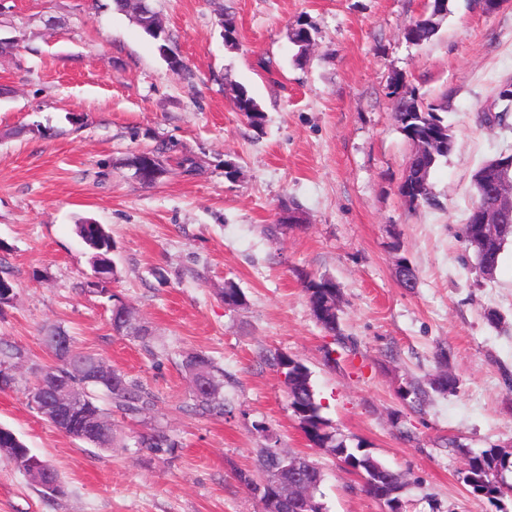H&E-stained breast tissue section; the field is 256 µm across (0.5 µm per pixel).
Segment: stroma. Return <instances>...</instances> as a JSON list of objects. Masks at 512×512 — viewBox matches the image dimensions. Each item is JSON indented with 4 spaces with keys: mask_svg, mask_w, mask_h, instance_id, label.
Returning <instances> with one entry per match:
<instances>
[{
    "mask_svg": "<svg viewBox=\"0 0 512 512\" xmlns=\"http://www.w3.org/2000/svg\"><path fill=\"white\" fill-rule=\"evenodd\" d=\"M151 6L186 71H171L158 40L113 0H0V37L18 41L0 58L9 90L0 98V262L16 284L0 310V342L27 353L16 389L0 392V425L68 487L48 498L0 459V512H263L238 478L263 447L318 463L326 512H385L336 457L309 445L268 362L277 352L310 369L332 430L405 475L406 512H512V496L477 497L463 481L469 454L493 445L512 454V245L487 280L461 237L477 168L512 146V117L482 121L512 80V0L490 15L448 0L421 45L405 32L427 0ZM223 16L236 27L232 49ZM300 18L316 28L301 60L288 38ZM399 78L423 102L446 104L455 134L430 176L432 208H411L397 192L412 153L393 114ZM239 86L260 104L263 130L236 112ZM163 141L199 157L202 174L134 181L126 157ZM228 160L236 178L224 173ZM292 201L305 224L274 229ZM82 218L114 242V275L100 292L87 288ZM402 258L416 288L400 281ZM305 274L336 280L341 338L313 317ZM228 280L246 298L235 309L219 297ZM117 300L150 345L113 331ZM491 308L502 316L496 329L484 319ZM53 327L155 395L140 421L110 419L131 437L164 427L181 443L173 458L101 449L42 417L26 390L32 367L53 361L42 343ZM441 347L457 390L410 407L400 389L438 373ZM190 352L223 368L229 414L192 411Z\"/></svg>",
    "mask_w": 512,
    "mask_h": 512,
    "instance_id": "stroma-1",
    "label": "stroma"
}]
</instances>
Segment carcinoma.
I'll return each mask as SVG.
<instances>
[{"label":"carcinoma","mask_w":512,"mask_h":512,"mask_svg":"<svg viewBox=\"0 0 512 512\" xmlns=\"http://www.w3.org/2000/svg\"><path fill=\"white\" fill-rule=\"evenodd\" d=\"M139 8L140 16L136 24L149 34L153 27L161 25V21L147 0H141ZM446 11L447 6L443 4L439 8H433L431 14L415 20L406 30V40L415 45L430 41L438 31V18ZM233 103L236 110L246 116L252 127L262 129L265 113L245 89L239 87L235 90ZM442 110L443 107L438 105H423L415 90L409 86L400 94L394 106L396 121L406 138L416 139L423 146L422 155L411 163L406 175V182L409 185L426 187V192L419 196L417 201L409 202V205L414 207L435 205L430 175L442 159L448 157L453 147V142L448 140V123L440 115ZM176 166L186 176H195L202 171L197 158L188 154L176 157ZM76 228L81 239L93 251L94 267L107 264L109 251L113 248L109 232L103 227L82 222L77 224ZM461 235L475 251L478 272L483 276H491L499 266L506 245L512 241V223L501 225L493 234L480 224L464 223L461 225ZM302 287L309 308L321 328L334 337L341 335L340 308L335 306V300L340 294L336 281L325 276L307 275L302 279ZM220 298L224 301H233L236 307L242 306L245 302L244 294L231 280L224 282ZM23 358L25 354L20 348L0 346L1 392L16 387L17 378L12 374V369L17 361ZM272 361L285 377L288 405L310 444L316 448H328L333 453L338 451L344 454L343 460L349 462L352 467L367 476L372 475V470L380 465V461L364 452L363 445L352 447L347 444L346 439L329 431L330 425L322 415L323 405L316 396L308 367L300 359L286 353L274 354ZM438 363L443 371L430 379L429 387L410 385L400 390V398L421 405L429 400L433 393L446 394L455 391L459 380L445 370L448 355L443 349L438 354ZM183 367L191 382L199 379L205 382V385L193 390L192 411L206 416H224V370L218 367L211 357L198 352L187 354L183 359ZM112 378L121 384V387L116 390L104 382L88 384L86 399L81 409L91 413L101 412L103 408L99 401L100 398L106 397L112 406L132 421L139 420L153 410L154 396L149 391L117 369L113 371ZM135 445L138 451L157 458L171 457L179 448L175 439L159 426L137 436ZM0 459L8 461L36 485L53 484L54 489L51 491L42 489L45 495L66 496V485L58 470L48 461L33 455L13 430L3 426L0 427ZM285 466L286 463L276 449L265 447L259 450L256 471H242L238 477L254 496L263 499L270 492V483L285 475ZM508 471L512 472V457L491 447L469 457V468L464 473L463 481L473 495L496 499L503 495L502 487L506 485L503 474Z\"/></svg>","instance_id":"cac0c4a2"}]
</instances>
